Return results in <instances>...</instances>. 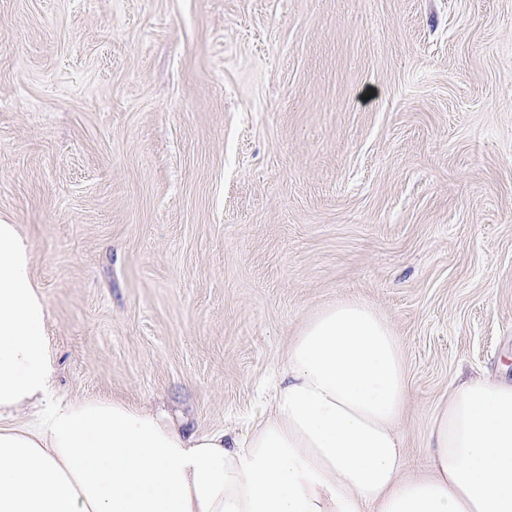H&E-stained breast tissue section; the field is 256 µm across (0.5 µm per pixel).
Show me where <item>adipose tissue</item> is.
<instances>
[{
  "mask_svg": "<svg viewBox=\"0 0 512 512\" xmlns=\"http://www.w3.org/2000/svg\"><path fill=\"white\" fill-rule=\"evenodd\" d=\"M47 317L28 239L0 224V512H512V382L449 388L408 474L406 354L365 303L306 320L241 439L61 397Z\"/></svg>",
  "mask_w": 512,
  "mask_h": 512,
  "instance_id": "1",
  "label": "adipose tissue"
}]
</instances>
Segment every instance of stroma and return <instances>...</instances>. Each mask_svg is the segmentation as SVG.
<instances>
[{
    "mask_svg": "<svg viewBox=\"0 0 512 512\" xmlns=\"http://www.w3.org/2000/svg\"><path fill=\"white\" fill-rule=\"evenodd\" d=\"M0 224L60 396L236 435L321 306L400 336L410 473L512 380V0H0Z\"/></svg>",
    "mask_w": 512,
    "mask_h": 512,
    "instance_id": "obj_1",
    "label": "stroma"
}]
</instances>
